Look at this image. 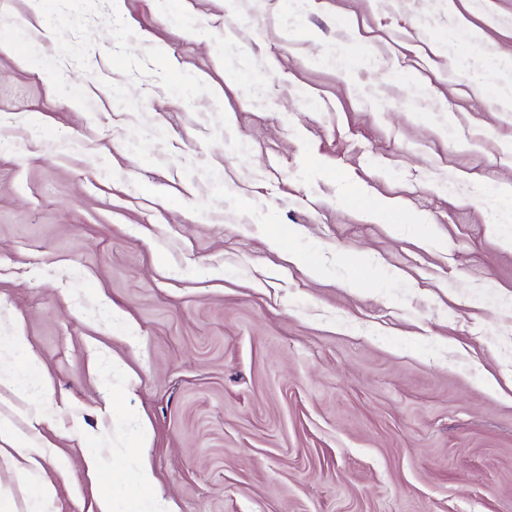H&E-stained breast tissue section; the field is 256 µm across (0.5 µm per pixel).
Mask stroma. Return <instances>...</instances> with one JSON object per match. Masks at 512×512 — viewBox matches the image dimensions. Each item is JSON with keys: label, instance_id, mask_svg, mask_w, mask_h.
Masks as SVG:
<instances>
[{"label": "stroma", "instance_id": "35a3bbf8", "mask_svg": "<svg viewBox=\"0 0 512 512\" xmlns=\"http://www.w3.org/2000/svg\"><path fill=\"white\" fill-rule=\"evenodd\" d=\"M0 41V336L50 384L0 389L44 451L0 512H98L90 454L179 512H512V0H0ZM373 218L377 221L389 223L394 226L408 224L411 221L399 205L388 203L377 205L372 212Z\"/></svg>", "mask_w": 512, "mask_h": 512}]
</instances>
